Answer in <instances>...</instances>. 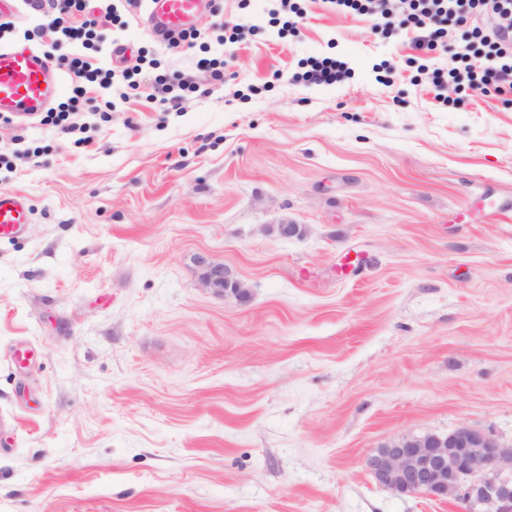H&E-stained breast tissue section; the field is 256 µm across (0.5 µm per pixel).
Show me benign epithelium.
I'll return each instance as SVG.
<instances>
[{"instance_id": "benign-epithelium-1", "label": "benign epithelium", "mask_w": 512, "mask_h": 512, "mask_svg": "<svg viewBox=\"0 0 512 512\" xmlns=\"http://www.w3.org/2000/svg\"><path fill=\"white\" fill-rule=\"evenodd\" d=\"M200 287L212 295L243 300L248 291L220 262L196 259ZM383 486L458 502L464 512H512V447L492 432L462 424L445 435L401 436L365 460Z\"/></svg>"}]
</instances>
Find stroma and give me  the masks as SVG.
<instances>
[{
  "label": "stroma",
  "mask_w": 512,
  "mask_h": 512,
  "mask_svg": "<svg viewBox=\"0 0 512 512\" xmlns=\"http://www.w3.org/2000/svg\"><path fill=\"white\" fill-rule=\"evenodd\" d=\"M301 5L203 12L240 27L209 51L233 78L178 109L153 78L197 81L206 51L130 19L101 59L145 65L111 122L0 123V190L29 206L0 238V512H462L367 456L462 423L512 445V90L437 99L456 42ZM37 24L0 0V44L41 47ZM323 57L349 74L295 80ZM201 252L245 301L200 287Z\"/></svg>",
  "instance_id": "35a3bbf8"
}]
</instances>
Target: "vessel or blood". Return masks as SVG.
Wrapping results in <instances>:
<instances>
[{
	"mask_svg": "<svg viewBox=\"0 0 512 512\" xmlns=\"http://www.w3.org/2000/svg\"><path fill=\"white\" fill-rule=\"evenodd\" d=\"M142 25L158 42L192 28L202 0H146ZM63 82L45 55L30 47L0 45V118L41 112ZM28 202L19 192H0V238L14 235L28 221Z\"/></svg>",
	"mask_w": 512,
	"mask_h": 512,
	"instance_id": "1",
	"label": "vessel or blood"
}]
</instances>
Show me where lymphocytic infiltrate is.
Returning a JSON list of instances; mask_svg holds the SVG:
<instances>
[{"instance_id": "f902f5d3", "label": "lymphocytic infiltrate", "mask_w": 512, "mask_h": 512, "mask_svg": "<svg viewBox=\"0 0 512 512\" xmlns=\"http://www.w3.org/2000/svg\"><path fill=\"white\" fill-rule=\"evenodd\" d=\"M326 9L342 14L378 15L385 19L401 16L404 27L417 33L415 43L428 50L447 48L455 29L463 31V45L448 69H434L435 85L455 84L484 94L500 93L504 82L512 80V0H322ZM51 14L40 24V35L48 58L65 66L72 82L71 96L47 112L45 121L64 135L79 129L81 114L97 115L110 122L112 115L98 104L100 93L111 90L114 75L99 58L104 33L116 21L113 0L90 6L89 0H47ZM474 16L486 17V26H470ZM202 77L193 83L175 81L160 74L154 91L161 104L177 105L188 93L208 94L212 83L224 82V62L219 58L200 62Z\"/></svg>"}]
</instances>
